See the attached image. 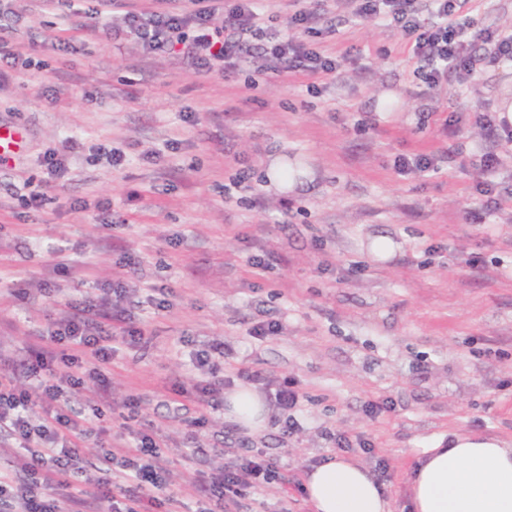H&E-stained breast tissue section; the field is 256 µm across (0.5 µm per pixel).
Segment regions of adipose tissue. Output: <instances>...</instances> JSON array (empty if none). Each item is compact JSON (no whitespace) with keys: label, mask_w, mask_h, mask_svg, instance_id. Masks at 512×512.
<instances>
[{"label":"adipose tissue","mask_w":512,"mask_h":512,"mask_svg":"<svg viewBox=\"0 0 512 512\" xmlns=\"http://www.w3.org/2000/svg\"><path fill=\"white\" fill-rule=\"evenodd\" d=\"M224 418L250 434L268 424L262 398L246 388L227 394ZM407 486L411 512H512V443L454 434L422 450ZM304 487L312 512H393L369 471L344 456L313 466Z\"/></svg>","instance_id":"adipose-tissue-1"}]
</instances>
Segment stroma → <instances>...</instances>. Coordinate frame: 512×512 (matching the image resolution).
Returning a JSON list of instances; mask_svg holds the SVG:
<instances>
[{"mask_svg":"<svg viewBox=\"0 0 512 512\" xmlns=\"http://www.w3.org/2000/svg\"><path fill=\"white\" fill-rule=\"evenodd\" d=\"M10 8L22 20L6 37L33 64L0 65V126L25 133L0 162V354L27 359L67 304L100 295L123 264L144 331L118 345L105 383L75 397L106 431L83 442L84 459L154 428L172 489L196 512L197 479L224 464L223 449L258 448L280 477L230 512H310L300 482L345 435L371 444L357 460L406 512L405 475L440 436L512 443V201L487 208L474 170L478 118L512 92V62L431 90L397 32L336 14L337 33L320 23L306 35L340 53L332 75L274 81L250 58L204 79L174 55L101 39L111 18L96 0L70 16L68 46L58 12L39 0ZM462 15L512 33V0H469ZM49 151L63 165L55 177L38 162ZM274 155L309 167L311 182L269 188ZM400 155L432 166L398 174ZM33 193L41 208L24 206ZM379 234L398 245L386 261L366 253ZM255 256L272 257L271 269H253ZM270 319L282 334L252 336ZM213 341L225 344L217 378L239 388L240 372H260L261 395L293 386L299 428L284 434L273 410L250 435L219 406L188 438L170 403L190 351ZM370 402L385 411L369 415Z\"/></svg>","mask_w":512,"mask_h":512,"instance_id":"stroma-1","label":"stroma"}]
</instances>
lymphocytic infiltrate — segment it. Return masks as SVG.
<instances>
[{"label": "lymphocytic infiltrate", "instance_id": "obj_1", "mask_svg": "<svg viewBox=\"0 0 512 512\" xmlns=\"http://www.w3.org/2000/svg\"><path fill=\"white\" fill-rule=\"evenodd\" d=\"M464 0H293L292 27L307 29L317 19L343 8L349 20L370 19L400 30L412 38L411 54L425 74L428 87L448 80L464 83L475 71L478 58L512 61V34L482 29L468 37L457 20ZM431 23H424V16ZM223 24H216V17ZM263 13L259 0H152L150 9L125 12L119 26L104 25L102 38H128L153 53H176L202 77L236 68L248 57L261 59V72L276 78L291 75L332 74L335 59L309 48L304 40L281 37L262 44ZM112 318L120 322L116 331H106L96 319L92 301L80 303L77 311H63L49 333L53 349L31 350L19 375L0 372V432H7L19 448L28 452L13 471L0 472V512H61V504L73 500L71 476L84 463L80 445L102 431L76 410L71 400L87 379L97 378L99 365L109 363L119 344H137L143 329L130 326L124 306L128 290L122 280L112 283ZM63 352H56V345ZM220 343L195 351L190 360L197 374L182 384L178 394L188 403L181 414L186 429L203 426L206 409L216 407L223 381L202 377L213 354L223 353ZM27 387L15 384L16 377ZM54 404L43 424L30 419L32 392ZM155 435L136 432L130 443L104 450L94 471L111 476L106 496L110 512H181L183 502L170 489L169 470ZM273 474L262 452L231 454L224 467L202 478L200 491L207 507L237 505L241 492L267 483Z\"/></svg>", "mask_w": 512, "mask_h": 512}]
</instances>
